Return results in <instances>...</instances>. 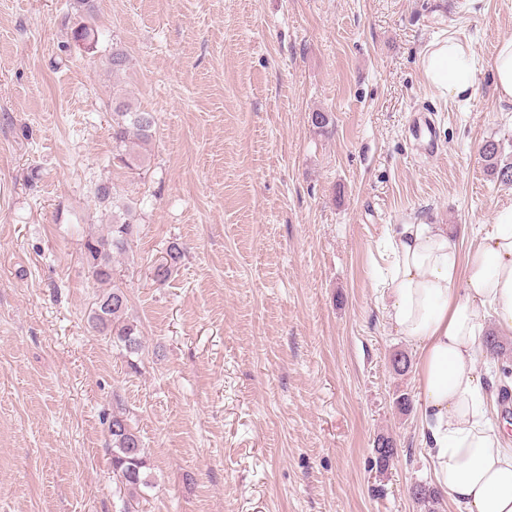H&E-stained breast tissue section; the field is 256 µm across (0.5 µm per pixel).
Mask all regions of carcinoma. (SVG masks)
<instances>
[{"label":"carcinoma","instance_id":"obj_1","mask_svg":"<svg viewBox=\"0 0 512 512\" xmlns=\"http://www.w3.org/2000/svg\"><path fill=\"white\" fill-rule=\"evenodd\" d=\"M77 7L85 14V20L78 23L71 32L73 42L87 50L97 43L98 30L90 0H76ZM112 71L124 70L129 64V56L122 45H112L109 56ZM155 117L133 106L124 98L112 100V160L130 170L141 167L142 154L131 146V138H136L139 146L149 144L155 134ZM481 161L494 180L512 184V157L504 155V143L490 138L479 148ZM96 198L104 206H112V224L107 233L91 235L83 243L84 256L90 277L104 290L96 295L89 320L92 327L112 337V342L135 354L141 349V340L136 325L127 320L128 298L125 292L112 283V257L125 254L131 248L133 235L134 207L117 195L114 187L103 183L97 187ZM182 257L181 248L173 244L167 251L165 261L155 267L156 280L164 282ZM112 441V471L127 489L136 491L149 485L145 475L146 460L140 436L123 414L112 416L109 424ZM375 464L380 469L389 466L395 454L393 441L380 437L375 448ZM411 494L419 503L433 510L438 504L437 491L424 483L411 487Z\"/></svg>","mask_w":512,"mask_h":512}]
</instances>
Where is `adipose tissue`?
Instances as JSON below:
<instances>
[{
	"label": "adipose tissue",
	"instance_id": "adipose-tissue-1",
	"mask_svg": "<svg viewBox=\"0 0 512 512\" xmlns=\"http://www.w3.org/2000/svg\"><path fill=\"white\" fill-rule=\"evenodd\" d=\"M470 55L454 38L424 52L427 83L470 100ZM380 286L390 324L419 350L421 434L437 485L458 512H512V448L486 416L477 371L485 318L512 332V206L464 257L447 225H392Z\"/></svg>",
	"mask_w": 512,
	"mask_h": 512
}]
</instances>
